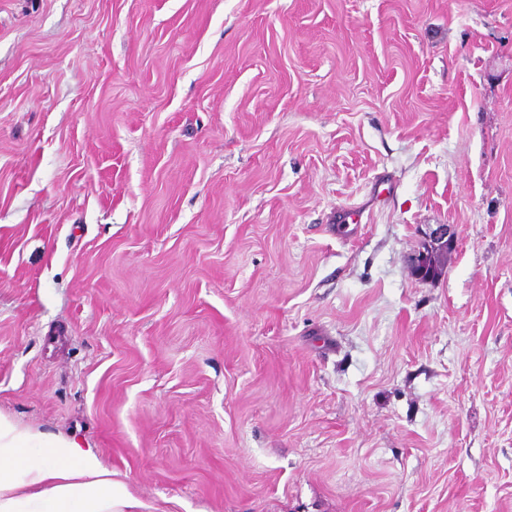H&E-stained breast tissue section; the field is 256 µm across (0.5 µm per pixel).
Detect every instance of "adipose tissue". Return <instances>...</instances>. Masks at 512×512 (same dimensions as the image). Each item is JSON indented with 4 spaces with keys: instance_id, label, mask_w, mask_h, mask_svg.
I'll return each instance as SVG.
<instances>
[{
    "instance_id": "ef3b65f1",
    "label": "adipose tissue",
    "mask_w": 512,
    "mask_h": 512,
    "mask_svg": "<svg viewBox=\"0 0 512 512\" xmlns=\"http://www.w3.org/2000/svg\"><path fill=\"white\" fill-rule=\"evenodd\" d=\"M98 455L0 414V512H136Z\"/></svg>"
}]
</instances>
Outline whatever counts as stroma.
Returning a JSON list of instances; mask_svg holds the SVG:
<instances>
[{"mask_svg": "<svg viewBox=\"0 0 512 512\" xmlns=\"http://www.w3.org/2000/svg\"><path fill=\"white\" fill-rule=\"evenodd\" d=\"M0 413L142 512H512V0H0ZM428 235V249L452 252L456 247L454 232L448 224H438Z\"/></svg>", "mask_w": 512, "mask_h": 512, "instance_id": "35a3bbf8", "label": "stroma"}]
</instances>
